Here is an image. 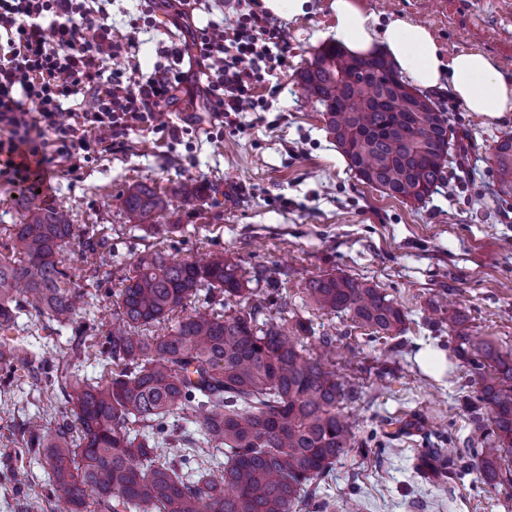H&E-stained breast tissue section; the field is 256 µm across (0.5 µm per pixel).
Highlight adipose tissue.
I'll return each mask as SVG.
<instances>
[{
    "instance_id": "ef3b65f1",
    "label": "adipose tissue",
    "mask_w": 512,
    "mask_h": 512,
    "mask_svg": "<svg viewBox=\"0 0 512 512\" xmlns=\"http://www.w3.org/2000/svg\"><path fill=\"white\" fill-rule=\"evenodd\" d=\"M330 37L349 53L385 56L410 84L421 89L449 85L468 111L498 117L512 112V77L480 51L444 56L432 32L402 17L368 16L359 0H331Z\"/></svg>"
}]
</instances>
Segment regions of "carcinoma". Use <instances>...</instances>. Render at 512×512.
Listing matches in <instances>:
<instances>
[{
    "label": "carcinoma",
    "instance_id": "1",
    "mask_svg": "<svg viewBox=\"0 0 512 512\" xmlns=\"http://www.w3.org/2000/svg\"><path fill=\"white\" fill-rule=\"evenodd\" d=\"M305 96L324 107L325 122L351 170L389 197L426 201L444 182L452 137L446 113L390 72L379 56L323 47L298 76ZM499 193L512 196V132L492 147ZM20 192V223L0 251V329L20 314L59 326L72 324L85 304L66 266L78 228L71 214L37 193ZM195 181L167 191L138 182L122 196L126 214L160 232L157 219L171 199H197ZM229 252L187 262L163 250L142 256L112 292V331L101 342L110 374L98 381L70 371L71 363L23 346L0 343V369L40 372L58 385L72 421L56 429L33 426L22 445L42 450L48 495L63 512H84L93 502L117 512H299L312 482L329 473L356 444L342 413L351 389L331 364L312 356L290 334L276 288L256 290ZM224 296L222 310L190 308L201 296ZM318 310L348 311L378 334L402 331L405 314L366 282L324 274L305 283ZM278 318L258 321L271 309ZM169 332L152 328L171 319ZM448 327L458 351L481 379L478 401L490 427L474 440L483 475L495 481L512 453V351L491 341L471 343L467 320L455 312ZM173 418L192 423L201 443L224 453L186 476L184 439Z\"/></svg>",
    "mask_w": 512,
    "mask_h": 512
}]
</instances>
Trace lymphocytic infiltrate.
<instances>
[{
    "label": "lymphocytic infiltrate",
    "instance_id": "obj_1",
    "mask_svg": "<svg viewBox=\"0 0 512 512\" xmlns=\"http://www.w3.org/2000/svg\"><path fill=\"white\" fill-rule=\"evenodd\" d=\"M189 5L142 0L143 25L153 26L166 8L182 35L159 42L158 60L146 68L131 34L112 21V0H0V172L24 182L29 170L73 172L92 154L111 152L129 129L157 126L158 109L181 91L191 67L205 78L218 125L270 111L262 90L267 75L288 62L285 27L253 8L233 26L199 27ZM116 59L121 67L108 68ZM160 129L174 141L187 132Z\"/></svg>",
    "mask_w": 512,
    "mask_h": 512
}]
</instances>
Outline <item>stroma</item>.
Segmentation results:
<instances>
[{
    "mask_svg": "<svg viewBox=\"0 0 512 512\" xmlns=\"http://www.w3.org/2000/svg\"><path fill=\"white\" fill-rule=\"evenodd\" d=\"M367 14L400 15L427 26L441 51L478 50L512 75V9L504 0H362ZM333 23L330 0H312L306 15L286 23L288 65L278 76L269 112H246L241 125L211 135L197 80H189L164 109L166 124L190 127L175 142L136 128L123 148L95 156L74 173L44 177L42 191L69 207L84 233L105 241L108 279L92 277L74 244L66 264L81 284L88 318L99 335L112 327V292L139 257L156 249L196 261L228 251L246 277L272 270L288 295L289 314L308 322L303 344L330 353L339 376L355 385L344 413L357 443L332 471L312 484L303 512H512V482L484 480L472 464L471 438L478 384L432 302H447L470 320L473 335L512 350V198L500 200L488 161L495 140L512 131V112L493 118L467 111L443 88L430 91L455 132L449 178L425 203H404L363 183L325 127L319 104L305 99L298 71L313 60ZM194 180L205 188L195 208L172 207L162 221L178 233L152 234L130 221L122 206L137 182L160 186ZM326 273L365 279L406 316L392 339L374 340L352 314L316 310L305 296L308 279ZM78 324L41 328L21 316L10 338L36 354L68 356ZM431 345L448 357L442 377L417 362ZM69 406L45 382L17 371L0 381V512H58L46 495L41 456L19 444L22 428L52 429ZM393 419L402 431L385 441L377 430ZM21 470L24 484L10 473Z\"/></svg>",
    "mask_w": 512,
    "mask_h": 512,
    "instance_id": "35a3bbf8",
    "label": "stroma"
}]
</instances>
